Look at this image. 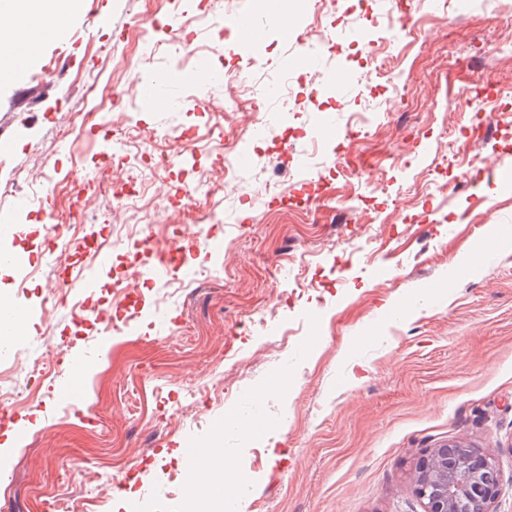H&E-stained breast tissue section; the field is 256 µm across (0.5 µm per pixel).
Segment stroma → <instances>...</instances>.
Returning a JSON list of instances; mask_svg holds the SVG:
<instances>
[{"instance_id": "1", "label": "stroma", "mask_w": 512, "mask_h": 512, "mask_svg": "<svg viewBox=\"0 0 512 512\" xmlns=\"http://www.w3.org/2000/svg\"><path fill=\"white\" fill-rule=\"evenodd\" d=\"M334 2L333 46L310 66L270 20L309 29L294 0H78L19 81L0 79V181L22 189L0 213L26 260L0 267V304L26 329L0 353V384L23 397L0 415V443L16 415L30 424L0 463V512H128L141 483L166 488L148 512H422L408 475L449 441L497 461L493 509L512 512V248L490 237L512 225L499 175L512 167V51L491 49L504 0ZM240 11L263 42L244 83L199 88V58L232 74L241 48L225 19ZM359 28L394 81L367 78ZM342 72L349 84L324 95ZM151 75L172 103L103 108L87 94ZM269 85L281 95L252 111ZM76 113L85 122L58 137ZM217 127L234 168L215 165ZM104 169L125 208L88 193L79 235L59 234L74 183ZM171 224L193 234L191 253L138 281V314L113 334L117 284L154 261L132 254V235L167 247ZM87 269L90 292L75 285ZM52 286L67 303L48 301ZM53 356L94 364L82 405L68 376L37 387L33 361ZM208 447L232 466L230 500L203 471L189 493L185 457Z\"/></svg>"}]
</instances>
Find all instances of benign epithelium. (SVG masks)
I'll return each instance as SVG.
<instances>
[{
	"mask_svg": "<svg viewBox=\"0 0 512 512\" xmlns=\"http://www.w3.org/2000/svg\"><path fill=\"white\" fill-rule=\"evenodd\" d=\"M411 483L423 512H493L500 487L492 459L478 458L461 444L428 449Z\"/></svg>",
	"mask_w": 512,
	"mask_h": 512,
	"instance_id": "1",
	"label": "benign epithelium"
}]
</instances>
